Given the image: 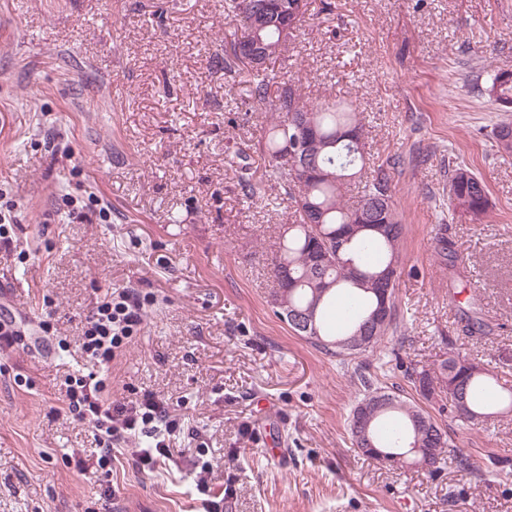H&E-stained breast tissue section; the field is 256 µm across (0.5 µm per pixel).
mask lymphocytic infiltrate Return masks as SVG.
I'll return each mask as SVG.
<instances>
[{"label": "lymphocytic infiltrate", "instance_id": "1", "mask_svg": "<svg viewBox=\"0 0 512 512\" xmlns=\"http://www.w3.org/2000/svg\"><path fill=\"white\" fill-rule=\"evenodd\" d=\"M153 303L152 295L134 288L111 289L99 295L81 334V351L93 370L68 376L65 382V408L97 441V467L105 472L112 467V444L119 440L126 443L127 461L133 468L153 472L164 467L171 439L181 430L166 401L153 393L123 401L109 396L110 365L140 332ZM35 337L55 339L62 350L68 347L52 321H40L32 330L23 321L0 316L1 352L27 349Z\"/></svg>", "mask_w": 512, "mask_h": 512}]
</instances>
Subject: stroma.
<instances>
[{"label": "stroma", "instance_id": "1", "mask_svg": "<svg viewBox=\"0 0 512 512\" xmlns=\"http://www.w3.org/2000/svg\"><path fill=\"white\" fill-rule=\"evenodd\" d=\"M323 1L310 0L275 67L300 78L306 101L361 113L366 169L388 176L405 227L393 328L346 361L274 313L268 263L294 209L264 175L268 115L251 106L249 74L214 61L235 32L224 0H0V113L12 121L0 192L18 205L0 306L33 325L54 317L69 344L0 355V512H200V459L224 512H512V415L464 429L436 395L429 411L472 466L435 475L381 466L347 432L361 375L382 363L406 394L407 369L452 350L512 384V158L493 138L512 111L486 92L512 71V0H327V12ZM460 165L487 186L481 223L448 208ZM93 197L109 223L69 214ZM440 236L457 262L435 253ZM108 288L157 298L111 364L112 395L151 392L181 415L176 469L143 473L120 457L91 478L70 460L89 467L99 453L66 415L63 382ZM460 290L477 292L489 333H462L449 297Z\"/></svg>", "mask_w": 512, "mask_h": 512}]
</instances>
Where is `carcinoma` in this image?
I'll list each match as a JSON object with an SVG mask.
<instances>
[{
  "label": "carcinoma",
  "mask_w": 512,
  "mask_h": 512,
  "mask_svg": "<svg viewBox=\"0 0 512 512\" xmlns=\"http://www.w3.org/2000/svg\"><path fill=\"white\" fill-rule=\"evenodd\" d=\"M241 0H224V13L241 36L224 46L221 65L227 73L247 71L252 77L250 98L256 109L269 114V123L261 141L260 152L265 161V176L289 187L298 221L281 226L278 249L270 263V276L288 272L295 288L277 290L280 295L277 315L294 333L332 357L350 356L343 343L361 339L364 351L377 348L388 335L393 322L377 328L370 317L379 304L378 281L389 269L401 272L400 245L404 226L393 209L388 178L377 173L362 186L360 199L346 205L341 187L356 177L363 166L365 144L357 145L347 136L364 132L359 113L340 103L323 101L312 105L303 99L298 82L286 79L272 66L290 39L282 36L284 18L267 5L255 0L253 12L241 11ZM246 41H257L264 48L262 63L252 64L238 47ZM295 98L298 112L294 118L311 125L318 143L307 155L295 158L287 149L292 126L289 113L283 111L288 99ZM490 98L512 101V76L507 71L494 74L487 88ZM512 135V123L501 122L494 128L498 150L512 157V143L504 142ZM448 203L460 216L473 223L485 218L490 202L485 182L468 169L458 167L448 182ZM348 233L339 256L328 262L319 261L318 250H336V237ZM462 332L467 335L485 331L480 317L479 298L473 296L470 308L461 311ZM456 360L450 356L438 368L428 370L433 384L444 388L450 378L460 379L467 408L449 412L461 427L474 425V416L512 413V387L499 384L498 375L488 369L459 378ZM363 393L357 403L376 397L390 399L392 406L377 408L370 414L369 437L374 447L393 456L401 455V465H415L430 473L443 468L446 460L466 467L470 458L454 444L447 427L439 423L415 399L362 378ZM438 436L434 453L418 460L407 454L412 444Z\"/></svg>",
  "instance_id": "1"
}]
</instances>
